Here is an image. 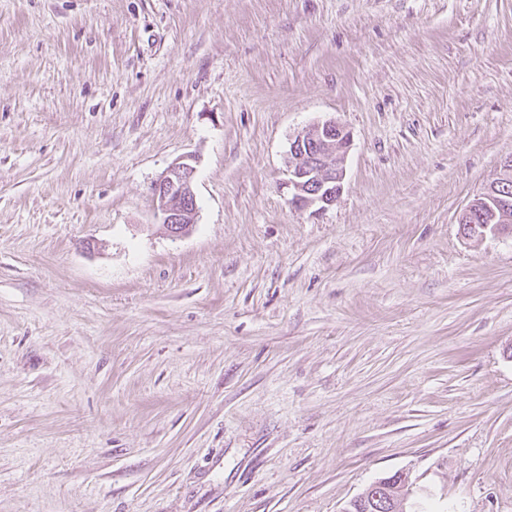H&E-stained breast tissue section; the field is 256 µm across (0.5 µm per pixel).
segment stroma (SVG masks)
<instances>
[{
	"mask_svg": "<svg viewBox=\"0 0 512 512\" xmlns=\"http://www.w3.org/2000/svg\"><path fill=\"white\" fill-rule=\"evenodd\" d=\"M510 156L512 0H0V512H512ZM350 133L335 121L309 125L291 139L288 150L290 202L320 213L338 200L345 178ZM195 168L188 162H175L154 182L152 192L171 237L187 234L197 220L194 189ZM508 198L509 197H503L498 201V206L502 214L501 224H488L492 214L491 208H495L494 204L491 202L490 207L483 206L479 211H477L470 219V222L461 224L464 236H469L472 233L474 230L472 225H475L476 229L481 231L479 224H486L483 228L484 232L479 238H483L488 234L493 236L509 233L512 234V227L508 225L512 223V207L511 201ZM419 490L411 473L401 471L373 482L355 499L363 502L367 512H416L412 508Z\"/></svg>",
	"mask_w": 512,
	"mask_h": 512,
	"instance_id": "obj_1",
	"label": "stroma"
}]
</instances>
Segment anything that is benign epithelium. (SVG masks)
Wrapping results in <instances>:
<instances>
[{
	"mask_svg": "<svg viewBox=\"0 0 512 512\" xmlns=\"http://www.w3.org/2000/svg\"><path fill=\"white\" fill-rule=\"evenodd\" d=\"M349 147L350 132L331 120L312 124L291 139L286 182L291 204L302 210L313 208L317 213L333 206L342 190ZM194 176V166L179 161L153 184L154 200L173 238L186 235L196 223ZM498 206L501 223L485 225L484 237L512 234V201L503 197ZM418 491L411 473L401 471L373 482L357 500L363 502L367 512H415Z\"/></svg>",
	"mask_w": 512,
	"mask_h": 512,
	"instance_id": "7a95c632",
	"label": "benign epithelium"
}]
</instances>
